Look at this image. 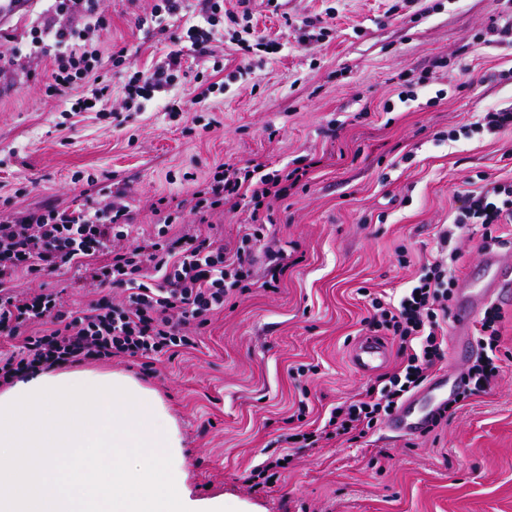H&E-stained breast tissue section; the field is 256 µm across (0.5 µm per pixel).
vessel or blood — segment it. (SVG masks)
Listing matches in <instances>:
<instances>
[{
    "instance_id": "obj_1",
    "label": "vessel or blood",
    "mask_w": 512,
    "mask_h": 512,
    "mask_svg": "<svg viewBox=\"0 0 512 512\" xmlns=\"http://www.w3.org/2000/svg\"><path fill=\"white\" fill-rule=\"evenodd\" d=\"M35 0H0V20L11 21L27 17ZM484 263L495 274L480 289L471 293L468 282H461L460 293L451 311L452 361L457 369L452 373H439L419 392L409 397L390 417L387 428L399 437L424 434L433 419L445 410L467 385L458 366L470 361L478 352L472 328L482 304L496 300L512 303V259H505L495 251L486 252ZM389 358L387 343L376 336L362 337L355 346L351 359L361 371L382 366Z\"/></svg>"
}]
</instances>
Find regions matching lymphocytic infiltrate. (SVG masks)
Returning a JSON list of instances; mask_svg holds the SVG:
<instances>
[{
	"mask_svg": "<svg viewBox=\"0 0 512 512\" xmlns=\"http://www.w3.org/2000/svg\"><path fill=\"white\" fill-rule=\"evenodd\" d=\"M47 2L32 45L52 59L47 93L63 98L74 116L106 111L112 78L118 75L124 111H141L144 102L162 97L165 111L174 118L189 104H206L211 94L225 88L219 78L221 66L199 70L189 65V58L214 57L217 43L226 40L244 52L254 45L275 54L281 50L278 41L256 33L251 0H236L230 10L225 9L224 0H154L149 16L138 18V25L159 24L182 13L191 14L192 19L162 61L125 76L121 73L123 50L104 57L97 41L89 37L90 32L109 27L100 15L98 0ZM64 14L78 16L82 27L61 24ZM187 80L200 86L190 101L177 94ZM317 165L312 158L278 172L268 171L262 163L243 168L216 165L186 198H160L165 214L162 225L136 244L127 241L134 216L121 203L98 207L74 202L1 213L0 335L14 346L0 350V384L21 374L87 360L134 358L149 369L161 356L196 348L198 341L187 333V325L204 326L231 296L258 284L252 266L264 238L261 206L285 199L288 187L298 186ZM479 179L480 189L458 194L453 224L459 230L472 224L483 226V250L507 247L512 242L492 234L491 228L512 224V186L486 173ZM242 210L248 211L253 229L234 245H226L223 232L209 217ZM186 212L198 216L200 228L175 231V217ZM266 258L258 285L270 290L277 288L287 265L282 253L270 251ZM459 261L457 251L438 253L395 302L362 289L368 328L397 341L400 363L380 385L367 386L356 400L334 407L323 427L293 434V442L312 448L323 438L365 437L427 382L445 356L444 325ZM72 272L96 295L86 307H67L55 286L56 280ZM23 277L36 282L35 292L19 290ZM501 319L499 307L492 305L479 321L481 352L467 370L471 393L489 390L499 375Z\"/></svg>",
	"mask_w": 512,
	"mask_h": 512,
	"instance_id": "lymphocytic-infiltrate-1",
	"label": "lymphocytic infiltrate"
}]
</instances>
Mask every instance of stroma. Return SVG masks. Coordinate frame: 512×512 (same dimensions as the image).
<instances>
[{
    "label": "stroma",
    "mask_w": 512,
    "mask_h": 512,
    "mask_svg": "<svg viewBox=\"0 0 512 512\" xmlns=\"http://www.w3.org/2000/svg\"><path fill=\"white\" fill-rule=\"evenodd\" d=\"M152 4L101 0L112 19L104 52L125 49L134 69L167 52L178 20L136 24ZM250 7L257 32L283 43L280 54L250 72L224 49L230 89L212 111L172 119L157 98L120 125L104 113L63 128L62 101L44 93L51 60L30 51L36 16L1 26L23 70L0 75V205H66L94 177L111 192L91 200L122 192L146 237L157 199L185 196L215 165L257 160L279 170L322 158L306 187L273 207L264 245L290 264L277 291L231 298L198 347L161 359L156 375L129 361L103 369L167 402L196 496L220 494L247 512H512V305L501 308L500 378L433 430L397 437L382 427L355 443L323 441L297 450L271 486L245 482L264 448L298 423L323 425L376 382L351 360L369 332L359 288L396 296L415 279L452 220L464 177L512 180V130L468 127L512 103V85L494 79L512 68V45L486 42L491 22L512 17V0H413L394 13L381 0H283L277 15L265 0ZM329 7V39L300 43L303 20ZM406 84L416 101H399ZM213 117L220 127L209 128Z\"/></svg>",
    "instance_id": "1"
}]
</instances>
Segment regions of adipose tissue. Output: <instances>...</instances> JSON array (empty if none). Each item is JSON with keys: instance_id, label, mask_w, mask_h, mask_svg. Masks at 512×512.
<instances>
[{"instance_id": "ef3b65f1", "label": "adipose tissue", "mask_w": 512, "mask_h": 512, "mask_svg": "<svg viewBox=\"0 0 512 512\" xmlns=\"http://www.w3.org/2000/svg\"><path fill=\"white\" fill-rule=\"evenodd\" d=\"M0 512H229L193 497L176 420L132 376L39 371L0 389Z\"/></svg>"}]
</instances>
